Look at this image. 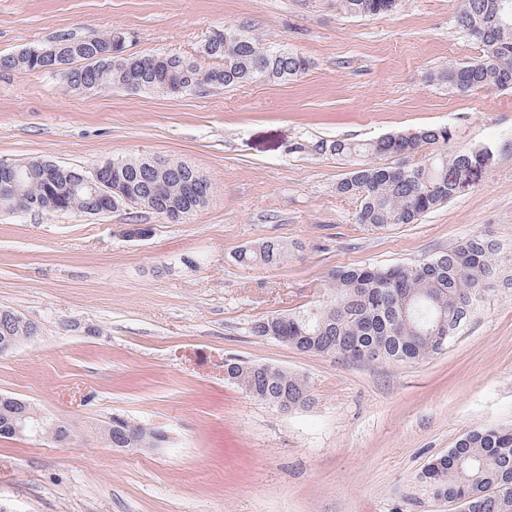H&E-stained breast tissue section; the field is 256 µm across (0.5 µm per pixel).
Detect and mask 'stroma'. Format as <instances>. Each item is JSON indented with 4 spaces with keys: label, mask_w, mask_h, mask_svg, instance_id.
<instances>
[{
    "label": "stroma",
    "mask_w": 512,
    "mask_h": 512,
    "mask_svg": "<svg viewBox=\"0 0 512 512\" xmlns=\"http://www.w3.org/2000/svg\"><path fill=\"white\" fill-rule=\"evenodd\" d=\"M459 0H400L351 17L336 0H0V56L120 30L128 53L197 55L229 27L307 58L294 81L178 96L70 89L0 72V161L93 170L142 154L207 176V204L171 223L142 209L98 216L0 212V307L40 335L0 356V394L31 402L73 440L0 437L5 512H463L422 474L468 431L512 428V88L429 82L480 47ZM448 127L488 149L472 183L417 224L357 223L336 185L351 158L292 153L312 139L367 143ZM153 234L132 240L129 223ZM474 235L498 246L497 278L453 342L416 363L303 353L255 321L322 304L331 270L415 264ZM276 239L277 267L236 254ZM75 319L99 328L65 331ZM308 378L312 407L282 412L224 379V359ZM121 414L166 431L156 448L107 447Z\"/></svg>",
    "instance_id": "stroma-1"
}]
</instances>
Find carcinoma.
<instances>
[{
	"mask_svg": "<svg viewBox=\"0 0 512 512\" xmlns=\"http://www.w3.org/2000/svg\"><path fill=\"white\" fill-rule=\"evenodd\" d=\"M399 0H336V8L350 16L387 14ZM456 25L482 47L473 61L450 63L429 80L459 92H480L512 86V0H467ZM200 58L177 53L138 56L113 32L75 37L57 34L49 44L0 57L3 71H40L54 74L76 90L122 88L171 96L205 87L233 88L260 79L288 82L309 67L304 57L285 48L262 43L240 29L212 32L199 50ZM212 64L205 66L202 60ZM424 145L439 152L417 165L379 166L361 162L336 185V191L359 201V224L382 227L416 224L426 214L448 203L458 191L453 175L477 162L471 150L454 145L446 127H429L414 137L385 135L369 143L322 138L297 142L294 153L338 157L415 155ZM112 185L122 194L107 197L87 183L88 173L53 161L22 164L0 161V212L47 213L55 204L60 214L100 215L110 209L128 210L124 198L155 214L186 218L204 206L212 185L198 169L171 159L163 163L149 155L114 159ZM497 245L471 236L455 248L419 263L389 267H349L330 276L326 303L289 315L269 316L252 326L255 336H267L275 327L279 341L298 350L357 361L413 363L443 351L438 337L450 345L460 328L483 300V285L497 275ZM238 262L277 267L287 248L277 240L243 250ZM0 308V343L18 346L29 341L34 327L9 317ZM376 355L370 356V347ZM227 380L255 399L274 406L288 401L293 409L313 401L308 381L264 363L229 358ZM37 411L23 400L7 412L0 406V436L10 437L9 419L24 416V431L36 430L63 443L71 430L60 423L35 418ZM114 414L103 427L110 448L127 447V435L136 434L139 447L160 444L158 429ZM436 496L459 500L466 512H512V429L486 426L467 432L448 453L435 459L424 473Z\"/></svg>",
	"mask_w": 512,
	"mask_h": 512,
	"instance_id": "carcinoma-1",
	"label": "carcinoma"
}]
</instances>
